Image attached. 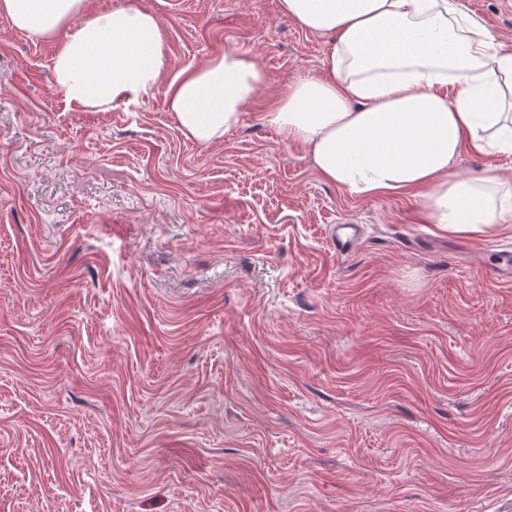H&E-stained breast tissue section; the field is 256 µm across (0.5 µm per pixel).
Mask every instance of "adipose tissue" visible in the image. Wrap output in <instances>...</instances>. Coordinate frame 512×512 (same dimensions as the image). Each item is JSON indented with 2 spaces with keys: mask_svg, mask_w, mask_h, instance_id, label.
<instances>
[{
  "mask_svg": "<svg viewBox=\"0 0 512 512\" xmlns=\"http://www.w3.org/2000/svg\"><path fill=\"white\" fill-rule=\"evenodd\" d=\"M299 27L335 38L328 73L291 83L267 120L302 145L325 181L356 197L420 195L423 223L485 233L512 216V180L468 177L463 149L512 153V53L460 0H280ZM0 14L57 42L53 74L69 104L105 111L164 87L182 134L221 140L267 82L235 50L172 72L165 31L141 10L87 0H0Z\"/></svg>",
  "mask_w": 512,
  "mask_h": 512,
  "instance_id": "obj_1",
  "label": "adipose tissue"
}]
</instances>
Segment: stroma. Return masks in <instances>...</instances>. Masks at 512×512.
Instances as JSON below:
<instances>
[{"label":"stroma","mask_w":512,"mask_h":512,"mask_svg":"<svg viewBox=\"0 0 512 512\" xmlns=\"http://www.w3.org/2000/svg\"><path fill=\"white\" fill-rule=\"evenodd\" d=\"M278 2L90 0L154 13L172 72L256 57L206 148L161 88L74 108L0 15V512H512V218L322 180L266 114L332 39ZM461 2L512 51V0ZM336 234L331 235V243L336 253H343L353 250L358 240L359 229L356 224H341Z\"/></svg>","instance_id":"stroma-1"}]
</instances>
